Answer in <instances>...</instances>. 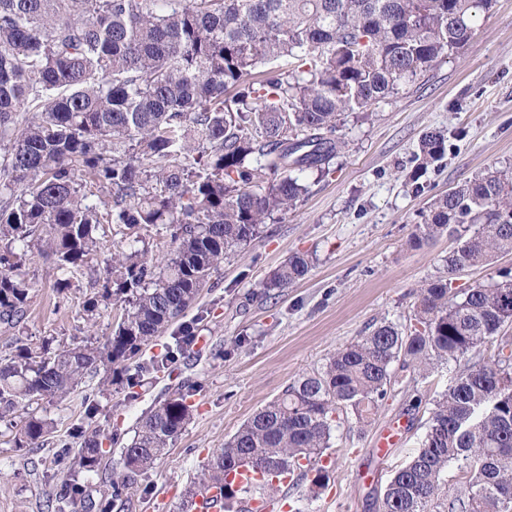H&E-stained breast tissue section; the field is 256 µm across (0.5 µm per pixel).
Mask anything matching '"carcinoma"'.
I'll return each mask as SVG.
<instances>
[{
  "instance_id": "cac0c4a2",
  "label": "carcinoma",
  "mask_w": 512,
  "mask_h": 512,
  "mask_svg": "<svg viewBox=\"0 0 512 512\" xmlns=\"http://www.w3.org/2000/svg\"><path fill=\"white\" fill-rule=\"evenodd\" d=\"M493 0H0V326L23 320L29 253L54 260V288L99 262L92 321L120 307L106 341L53 350L21 340L0 356V419L18 411L12 447H41L54 421L30 405L73 393L107 364L130 362L103 380L129 389L173 358L137 359L185 316L213 273L245 250L260 226L307 192L303 176L326 172L342 148L338 117L368 109L462 48ZM267 65L263 78L255 69ZM447 137L429 131L420 171L443 159ZM114 224L125 247L101 258L96 231ZM169 238L161 265L146 232ZM450 233L462 244L444 273L419 289L409 328L384 321L338 349L253 414L202 468L198 485L219 486L224 512L243 495L271 497L272 479L305 466L310 492L326 487L321 465L340 413L366 424L396 371L425 379L458 367L433 401L419 452L390 479L379 512H512V271L490 285L454 289L456 277L512 253V169L467 180L434 198L409 246ZM294 253L262 283L270 296L305 278ZM196 385L145 412L122 448L98 512L129 498L135 476L163 456L196 411ZM93 432L68 463L70 476L99 471L108 450ZM462 480L450 485L448 466ZM259 471L247 490L231 475ZM80 487L48 500L67 512Z\"/></svg>"
}]
</instances>
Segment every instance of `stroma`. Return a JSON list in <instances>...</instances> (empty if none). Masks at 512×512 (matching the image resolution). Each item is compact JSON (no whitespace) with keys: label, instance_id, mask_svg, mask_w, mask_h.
Wrapping results in <instances>:
<instances>
[{"label":"stroma","instance_id":"obj_1","mask_svg":"<svg viewBox=\"0 0 512 512\" xmlns=\"http://www.w3.org/2000/svg\"><path fill=\"white\" fill-rule=\"evenodd\" d=\"M434 128L448 137L445 156L410 182L420 138ZM338 134L344 147L329 172L307 173L301 202L270 217L244 252L227 258L213 275L215 288L204 289L186 312L189 320L206 313L193 357L146 377L131 403L122 386L100 391L98 375L63 401L40 403L35 413L54 419L56 429L27 454L11 447V427L0 421V512H47V500L61 485V454L77 455L83 446L81 426L112 440L100 473L80 477L71 506L72 512H94L106 480L124 470L122 448L142 412L186 381L197 385L194 417L167 455L138 477L124 512H192L187 492L203 465L257 410L371 326L385 320L409 325L417 290L443 271L459 244L446 234L409 248L422 212L457 184L512 168V0H496L467 45L397 93L368 111L342 114ZM296 252L312 256L309 274L264 296L261 283ZM26 272L33 285L27 314L14 334L0 332V347L12 336L48 339L60 348L99 343L111 334L116 307L101 310L95 323L84 318L88 274H77L73 288L59 293L50 259L33 255ZM454 372L450 366L415 384L393 379L369 424L349 418L336 430L327 487L309 498L304 479L299 487L282 488L281 496L301 512H378L393 473L417 454L431 403ZM91 392L97 409L89 416L84 399ZM399 421L405 424L400 445L379 459L373 448L378 434Z\"/></svg>","mask_w":512,"mask_h":512}]
</instances>
